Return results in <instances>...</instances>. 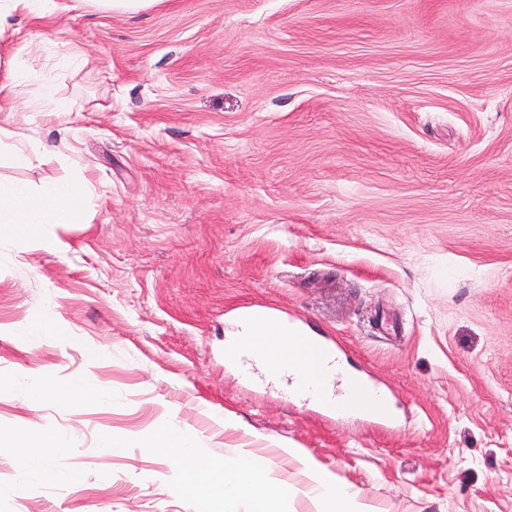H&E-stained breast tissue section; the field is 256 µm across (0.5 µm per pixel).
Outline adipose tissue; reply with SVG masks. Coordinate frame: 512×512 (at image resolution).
<instances>
[{
  "label": "adipose tissue",
  "mask_w": 512,
  "mask_h": 512,
  "mask_svg": "<svg viewBox=\"0 0 512 512\" xmlns=\"http://www.w3.org/2000/svg\"><path fill=\"white\" fill-rule=\"evenodd\" d=\"M82 200L80 190L57 186L37 196H23L12 191H0V231L7 234H33L37 227L33 216L53 214L59 221H68ZM249 356L269 376L278 378L293 371L299 380L329 385L334 379L329 369L312 356L305 340L289 333L286 325L270 324L257 330L249 343ZM159 446L171 455L183 472L206 475L213 490L212 502L243 504L246 512H267L269 502L286 495L283 487H270L262 459L242 455L226 463L223 469L206 466L196 454L189 437L178 428L165 430ZM21 473L42 482H54L60 477V463L66 448L52 438H45L37 447L19 448Z\"/></svg>",
  "instance_id": "obj_1"
}]
</instances>
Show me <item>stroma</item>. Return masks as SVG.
Returning <instances> with one entry per match:
<instances>
[{
	"mask_svg": "<svg viewBox=\"0 0 512 512\" xmlns=\"http://www.w3.org/2000/svg\"><path fill=\"white\" fill-rule=\"evenodd\" d=\"M56 2L0 36V187L84 191L0 237V512H204L172 423L265 460L270 512H317L314 469L356 512H512V0ZM263 306L340 339L394 425L243 376L224 339ZM48 436L71 478L18 482ZM35 397L37 399L52 398L56 400H66L73 393H77L88 399H96L105 396V391L95 386H82L77 382L71 384H59L40 379L35 384Z\"/></svg>",
	"mask_w": 512,
	"mask_h": 512,
	"instance_id": "35a3bbf8",
	"label": "stroma"
}]
</instances>
